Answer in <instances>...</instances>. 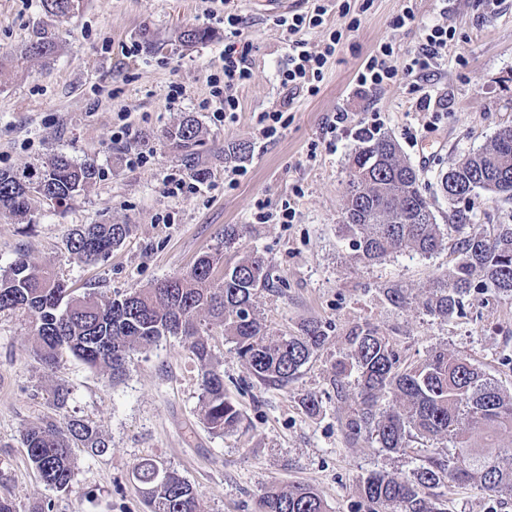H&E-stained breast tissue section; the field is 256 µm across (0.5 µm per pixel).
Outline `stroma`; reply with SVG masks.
<instances>
[{"mask_svg":"<svg viewBox=\"0 0 512 512\" xmlns=\"http://www.w3.org/2000/svg\"><path fill=\"white\" fill-rule=\"evenodd\" d=\"M262 2L234 0L250 44L252 79L237 91L236 120L220 123L201 105L224 50V25L209 16L210 0H84L64 20L47 16L41 0H0V53L19 52L43 27L56 42L50 58L0 67V169L34 170L64 154L99 170L97 181L65 207L39 203L26 220L0 210V268L24 253L31 262L52 265L75 295L112 297L187 272L219 246L225 225L237 224L245 232L224 261L251 252L271 261L270 284L255 298L271 330L296 335L316 321L328 329L325 345L283 387L259 382L233 343L213 330L209 341L224 365L226 393L244 415L237 431L218 437L200 420L199 367L181 340L171 337L135 354L118 380L68 353L48 371L31 355L28 319L1 313L0 494L27 505L49 499L54 512H143L132 471L154 459L196 488L201 512H258L274 482L315 487L327 512H367L362 477L373 471L411 475L419 456L383 451L347 427L358 386L354 378H337L334 365L359 326L378 329L405 363L445 348L512 393V299L490 289L476 293L444 322L413 303L394 306L382 294L397 286L416 295L448 273L457 260L454 239L429 257L395 253L369 265L357 259L340 229L349 158L364 121L399 144L422 176L438 223H447L439 172L512 126V0H324L325 24L305 27L301 39L312 45L328 40L346 3L360 25L329 59L319 93L297 96L288 128L269 139L259 134L257 116L280 101L286 49L275 14ZM408 5L415 24L393 29V18ZM432 23L451 27L455 36L428 81L440 112L428 128L401 84L360 91L352 78L388 41L398 61H406ZM187 25L208 29L212 40L182 45L179 32ZM173 81L186 96L171 109L166 93ZM339 110L354 113L355 122L331 147L322 128ZM186 115L205 133L198 162L209 176L196 192L172 197L163 179L188 174L190 160L164 133ZM414 128L415 142L409 138ZM140 152L147 163L129 166L128 157ZM237 166L246 174L226 185ZM259 200L272 213L291 206L293 223L260 222ZM474 213L477 232L512 224V200L479 192ZM78 224H128L132 233L104 262L86 265L65 249ZM58 383L73 392L69 414L93 422L109 441L99 456L77 449L68 494L39 480L20 443L21 430L49 414L48 394ZM307 398L318 402L317 412L305 409ZM444 495L448 512H512L510 490L492 498L477 485H454Z\"/></svg>","mask_w":512,"mask_h":512,"instance_id":"1","label":"stroma"}]
</instances>
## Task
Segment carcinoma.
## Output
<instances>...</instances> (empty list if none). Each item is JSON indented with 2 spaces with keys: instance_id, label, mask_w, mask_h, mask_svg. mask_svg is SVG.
Here are the masks:
<instances>
[{
  "instance_id": "obj_1",
  "label": "carcinoma",
  "mask_w": 512,
  "mask_h": 512,
  "mask_svg": "<svg viewBox=\"0 0 512 512\" xmlns=\"http://www.w3.org/2000/svg\"><path fill=\"white\" fill-rule=\"evenodd\" d=\"M45 13L63 18L78 12L82 0H41ZM187 44L210 39L202 27L181 32ZM53 34L43 29L20 53L4 61L46 58L53 52ZM169 144L195 154L203 146L202 129L186 118L165 132ZM349 169L365 172L361 181L348 174L342 226L357 257L378 263L397 252L428 256L449 234H456L458 260L443 278L416 297L422 311L446 320L460 312L479 283L512 296V225L491 232H471L472 202L448 199L450 224L436 222L432 203L423 191L418 170L402 159L389 136L360 137ZM96 165L76 163L64 155L49 157L35 172L0 171V210L24 217L31 205L47 199L62 206L91 186ZM460 184L512 199V127L500 129L490 143L439 175ZM132 232L129 224H84L72 230L66 250L85 264L106 260ZM220 250L200 256L180 275L157 280L114 298L92 294L72 296L66 281L49 265L17 257L0 269V313L30 319L32 355L48 370L70 353L91 368H104L114 379L126 371L129 354L147 351L166 337L180 338L200 367L199 401L210 433L222 436L243 421L238 406L224 394V369L208 342L213 327L235 344L239 357L260 382L285 386L327 338L324 326L306 325L301 334H276L254 305L255 292L270 284V262L246 254L218 272ZM349 352L336 361V377L357 374L358 409L348 422L354 435L366 433L389 453H400L416 441L428 452L410 478L371 473L362 481L369 512H448V501L436 489L448 484H476L489 496L512 488V448L493 445L503 431L512 432V395L505 393L469 359L436 349L421 363L405 364L387 337L377 329L359 327L348 336ZM70 391L58 385L49 393L53 415L25 428L21 444L40 481L57 493L71 491L77 459L74 449L101 455L109 441L86 419L65 414ZM446 440L442 451L430 444ZM133 476L141 485L147 512H200L196 489L177 472L154 459L138 463ZM260 512H326L321 494L292 482L273 483L259 503ZM0 512H53L52 502L28 507L0 496Z\"/></svg>"
}]
</instances>
